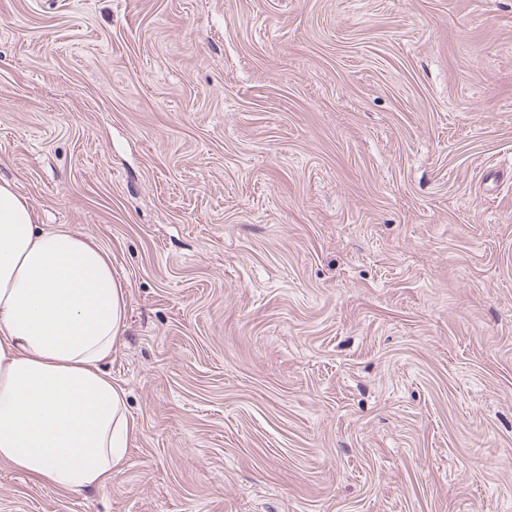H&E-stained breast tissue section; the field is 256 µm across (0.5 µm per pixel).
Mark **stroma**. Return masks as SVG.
Listing matches in <instances>:
<instances>
[{
	"label": "stroma",
	"instance_id": "stroma-1",
	"mask_svg": "<svg viewBox=\"0 0 512 512\" xmlns=\"http://www.w3.org/2000/svg\"><path fill=\"white\" fill-rule=\"evenodd\" d=\"M0 178L137 424L0 512H512V0H0Z\"/></svg>",
	"mask_w": 512,
	"mask_h": 512
}]
</instances>
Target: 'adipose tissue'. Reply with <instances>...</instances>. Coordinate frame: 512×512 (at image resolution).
Instances as JSON below:
<instances>
[{
  "label": "adipose tissue",
  "mask_w": 512,
  "mask_h": 512,
  "mask_svg": "<svg viewBox=\"0 0 512 512\" xmlns=\"http://www.w3.org/2000/svg\"><path fill=\"white\" fill-rule=\"evenodd\" d=\"M127 295L95 238L43 228L0 179V461L69 492L122 471L137 425L107 365Z\"/></svg>",
  "instance_id": "ef3b65f1"
}]
</instances>
